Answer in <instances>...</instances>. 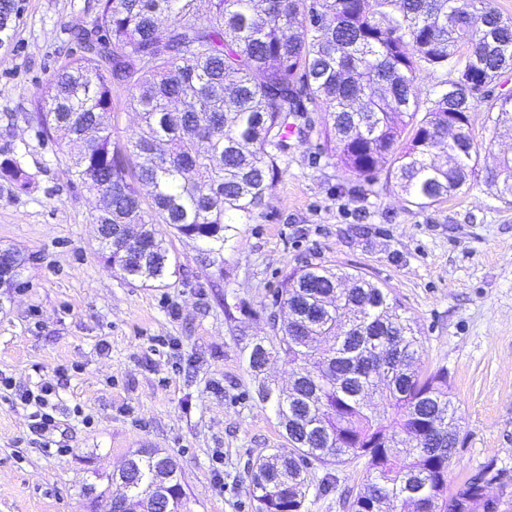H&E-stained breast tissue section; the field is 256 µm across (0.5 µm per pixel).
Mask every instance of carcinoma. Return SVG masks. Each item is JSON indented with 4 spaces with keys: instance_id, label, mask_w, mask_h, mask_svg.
I'll return each mask as SVG.
<instances>
[{
    "instance_id": "cac0c4a2",
    "label": "carcinoma",
    "mask_w": 512,
    "mask_h": 512,
    "mask_svg": "<svg viewBox=\"0 0 512 512\" xmlns=\"http://www.w3.org/2000/svg\"><path fill=\"white\" fill-rule=\"evenodd\" d=\"M96 0L93 26H75L77 51L47 84L36 121L61 128L59 151L70 181L102 205L93 223L106 266L146 284L163 279L168 248L154 225L218 248L236 225L264 205L288 151V125L325 114L323 137L350 172L387 178L424 209L474 185L480 151L512 134V105L485 104L493 135L473 132L474 112L512 72V17L491 0ZM17 0H0V47L10 46ZM438 81L421 98L419 76ZM466 84L448 94L445 77ZM128 92L139 117L123 145L112 141V91ZM0 174L21 191L29 176L6 159ZM484 184L512 197V157L487 171ZM138 224L151 249L136 270L107 239ZM273 305L276 343L259 339L247 355L257 396L272 405L291 446L261 455L248 470L257 512H302L310 468L366 458L367 476L342 500L344 512H448V463L459 421L448 371L424 374L417 323L390 291L361 274L323 266L286 273ZM276 357L296 375L290 392L263 374ZM138 483L122 512L148 508L164 455L141 448ZM508 474L488 464L454 500L467 512H512L484 484ZM169 508L182 512L184 489L169 483Z\"/></svg>"
}]
</instances>
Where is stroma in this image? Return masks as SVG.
<instances>
[{
    "mask_svg": "<svg viewBox=\"0 0 512 512\" xmlns=\"http://www.w3.org/2000/svg\"><path fill=\"white\" fill-rule=\"evenodd\" d=\"M90 0H21L0 50V248L20 250L18 283L0 288V512H91L92 489L137 449L172 455L187 512H256L249 463L287 447L247 370L253 340L271 339V294L285 272L340 266L390 289L414 318L424 373L444 368L459 407L448 464L456 492L488 463L512 473V202L485 186L426 209L393 180L347 171L321 134L323 115L288 143L281 175L221 253L161 224L177 264L149 284L106 268L95 198L33 118L54 70L91 26ZM54 385L56 431L41 436L19 394ZM306 512H343L363 460L314 466Z\"/></svg>",
    "mask_w": 512,
    "mask_h": 512,
    "instance_id": "1",
    "label": "stroma"
}]
</instances>
